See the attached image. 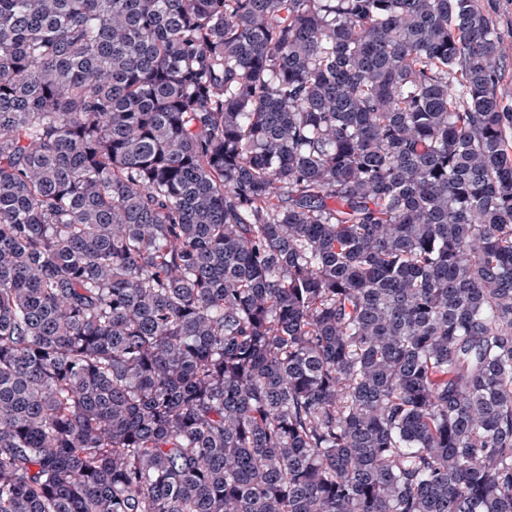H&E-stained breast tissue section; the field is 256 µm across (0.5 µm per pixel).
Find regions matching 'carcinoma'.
Listing matches in <instances>:
<instances>
[{
    "mask_svg": "<svg viewBox=\"0 0 512 512\" xmlns=\"http://www.w3.org/2000/svg\"><path fill=\"white\" fill-rule=\"evenodd\" d=\"M481 0H0V512H512V105Z\"/></svg>",
    "mask_w": 512,
    "mask_h": 512,
    "instance_id": "cac0c4a2",
    "label": "carcinoma"
}]
</instances>
